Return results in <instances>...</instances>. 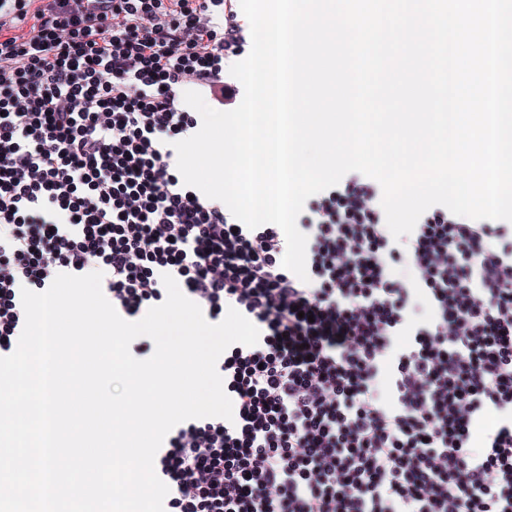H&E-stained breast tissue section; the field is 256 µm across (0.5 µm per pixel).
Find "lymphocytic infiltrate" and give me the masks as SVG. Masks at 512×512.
Segmentation results:
<instances>
[{
    "label": "lymphocytic infiltrate",
    "mask_w": 512,
    "mask_h": 512,
    "mask_svg": "<svg viewBox=\"0 0 512 512\" xmlns=\"http://www.w3.org/2000/svg\"><path fill=\"white\" fill-rule=\"evenodd\" d=\"M0 0V354L22 289L103 274L127 318L163 274L260 331L217 370L234 418L173 428L165 512H512V224L429 208L394 240L360 173L310 197L308 281L280 228L185 186L194 88L239 89L234 0Z\"/></svg>",
    "instance_id": "obj_1"
}]
</instances>
